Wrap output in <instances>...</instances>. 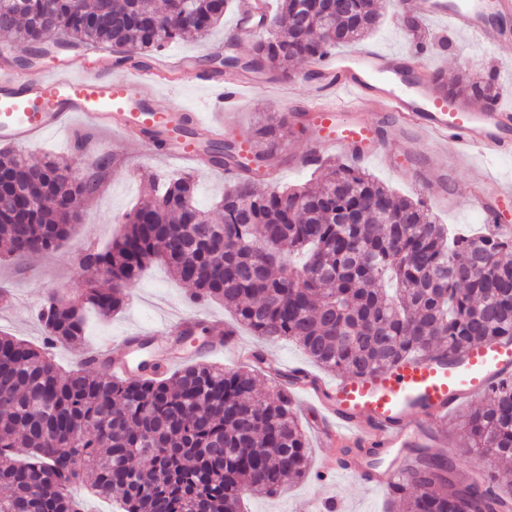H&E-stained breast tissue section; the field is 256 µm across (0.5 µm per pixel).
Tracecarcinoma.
<instances>
[{
  "label": "carcinoma",
  "mask_w": 512,
  "mask_h": 512,
  "mask_svg": "<svg viewBox=\"0 0 512 512\" xmlns=\"http://www.w3.org/2000/svg\"><path fill=\"white\" fill-rule=\"evenodd\" d=\"M229 2L0 0V34L29 47L12 60L22 70L84 47L107 49L118 64L132 53L145 63L187 36L206 39ZM279 8L281 30L257 40L246 61L200 62L218 63L217 76L286 72L364 38L380 19L375 0H349L332 27L322 0H279ZM448 93L498 98L493 78L465 72ZM287 135V118L268 115L245 153L232 136L203 146L212 166L241 173L216 204L219 222L196 204L192 174L150 177L147 198L123 214L112 243L81 253L82 292L42 302L44 348L0 333V512H80L72 489L84 485L123 512H240L243 494L273 496L285 479L308 474L311 448L286 382L260 396L249 367L198 363L167 376L150 338L135 346L134 376L118 378L105 364L60 373L47 349L81 343L88 312L104 320L120 312L126 288L154 262L192 286L190 302L219 303L261 340H294L341 376L512 339L511 238L458 232L425 202L340 162L327 164L316 186L257 190L252 174ZM110 166L106 157L89 165L91 184L68 179L65 160L31 163L0 150V181L17 197L0 209L6 255L57 249ZM458 430L459 451L509 463L512 378L494 384ZM408 483V512H512V488L457 477L451 454L416 449Z\"/></svg>",
  "instance_id": "obj_1"
}]
</instances>
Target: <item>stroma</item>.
Listing matches in <instances>:
<instances>
[{
	"label": "stroma",
	"instance_id": "stroma-1",
	"mask_svg": "<svg viewBox=\"0 0 512 512\" xmlns=\"http://www.w3.org/2000/svg\"><path fill=\"white\" fill-rule=\"evenodd\" d=\"M381 2L380 26L368 36V43L390 51H408V13L395 7L394 0ZM234 16V10H227L223 22L212 30L207 40L198 41L189 37L170 44L168 53L198 57L210 52L213 47L232 44L239 56H248L252 45L237 40ZM425 53L428 62L447 68L452 76L462 71L479 80L490 74L495 75L500 96L512 100V47L485 46L475 39L449 32L438 40L427 42ZM287 110V104L280 94L269 92L261 85L242 92L236 121L227 125L226 130L236 138L243 139L256 127L261 116L281 115ZM288 130V136L280 147L284 164L281 178L274 185L259 182V189L274 186L282 190L313 182L320 175L314 167H289L291 153L303 150L313 140L314 133L299 120L289 124ZM107 153L112 159L111 168L101 181L97 194L84 205L80 221L66 242L47 254L21 261L0 260V291L11 292L15 297L10 308L0 310L1 330L36 345L42 343L43 330L37 312L46 294L52 290L64 296L80 293L82 276L78 265L79 254L86 248H100L109 244L116 232L118 218L139 200L149 175L165 177L185 171L194 173L197 201L206 208L214 207L224 192L225 179L221 172L169 161L150 140L131 141L116 136L112 138ZM440 161L453 169L451 190L456 198V207L452 210L434 209V216L440 223L461 230H483V223L469 204V186L477 176L487 173L512 179V156L478 157L459 163L444 155ZM190 292V287L175 281L166 268L152 265L138 282L129 286L124 309L106 321L89 316L82 346H57L53 351L56 362L62 370H71L81 363L83 348L128 331L153 335L155 347L165 348L171 338L161 334L160 328L171 321L176 313L229 321V313L220 304L190 303ZM329 496L344 500L349 512H405L404 506L398 505L396 496L370 488L342 474L324 481L310 475L285 483L275 496L246 498L244 508L246 512H310L314 501Z\"/></svg>",
	"mask_w": 512,
	"mask_h": 512
}]
</instances>
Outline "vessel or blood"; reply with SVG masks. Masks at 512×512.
Returning a JSON list of instances; mask_svg holds the SVG:
<instances>
[{"instance_id":"b4317fda","label":"vessel or blood","mask_w":512,"mask_h":512,"mask_svg":"<svg viewBox=\"0 0 512 512\" xmlns=\"http://www.w3.org/2000/svg\"><path fill=\"white\" fill-rule=\"evenodd\" d=\"M420 17L440 22L442 30L473 37L494 47L512 45V0H415ZM269 11V0H237L235 27L253 34L252 23ZM313 99L299 117L314 131L295 162L316 166L325 153L341 152L354 162L383 160L410 170L420 189H439V201L454 206L449 171L434 154L455 148L459 157L511 156L512 105L495 101L478 108L448 94V76L420 60L416 51L391 52L365 47L336 55L309 70ZM192 81L212 89L213 109L235 111L242 90L254 80L240 72L210 75L188 68L185 60L155 58L148 65L112 64L98 53L88 64L85 53L69 57L53 73L0 70V145L24 148L38 138L66 134L70 148L88 153L95 134L108 130L128 135L150 132L166 156L197 161L199 145L217 135L219 123L184 108L160 109L155 88ZM379 107L376 119L362 111L364 102ZM406 131L403 146H386L384 132ZM184 129L176 138L173 128ZM470 195L483 223L512 234L501 212L512 204V179L483 175ZM512 375V341H496L458 357L409 356L371 374L323 380L296 369L293 390L314 406L317 431L336 454L321 458L322 474L360 478L389 494L407 480L413 451L439 444L438 425L462 400L482 397L489 386Z\"/></svg>"}]
</instances>
